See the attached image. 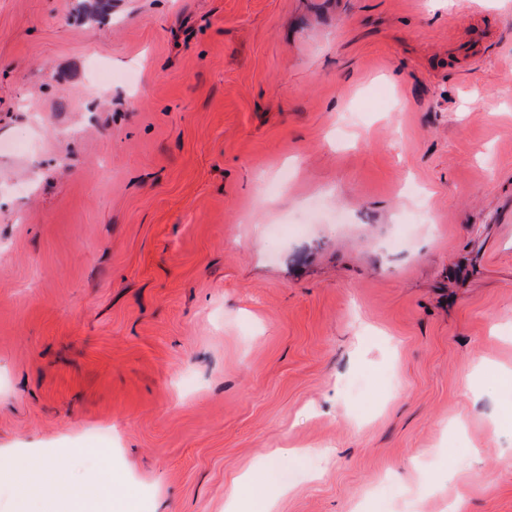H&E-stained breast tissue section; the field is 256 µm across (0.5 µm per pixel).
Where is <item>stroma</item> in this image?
Wrapping results in <instances>:
<instances>
[{"label": "stroma", "instance_id": "obj_1", "mask_svg": "<svg viewBox=\"0 0 512 512\" xmlns=\"http://www.w3.org/2000/svg\"><path fill=\"white\" fill-rule=\"evenodd\" d=\"M21 130L0 455L30 470L0 512L89 447L140 512H248L235 479L305 447L331 454L289 460L274 512H512V0H0Z\"/></svg>", "mask_w": 512, "mask_h": 512}]
</instances>
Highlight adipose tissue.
<instances>
[{
  "label": "adipose tissue",
  "mask_w": 512,
  "mask_h": 512,
  "mask_svg": "<svg viewBox=\"0 0 512 512\" xmlns=\"http://www.w3.org/2000/svg\"><path fill=\"white\" fill-rule=\"evenodd\" d=\"M91 454L98 462L95 475L83 486L65 488L60 498L51 502L45 512H94L98 507L104 512H139L138 496L113 470L110 450L95 448ZM290 454V449H277L271 455L268 472L256 474L248 471L235 480L234 493L247 498L251 512H273L278 492L285 487L279 471Z\"/></svg>",
  "instance_id": "adipose-tissue-1"
}]
</instances>
